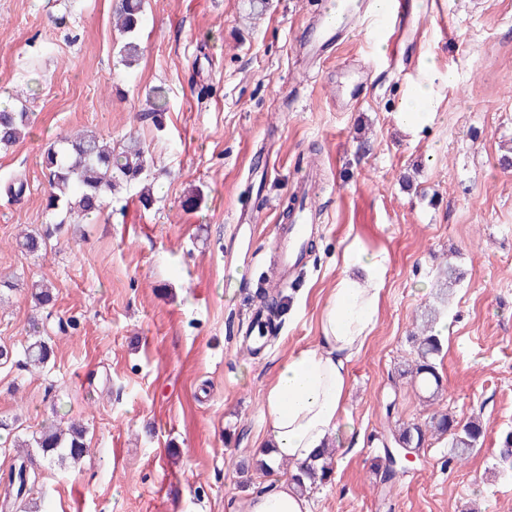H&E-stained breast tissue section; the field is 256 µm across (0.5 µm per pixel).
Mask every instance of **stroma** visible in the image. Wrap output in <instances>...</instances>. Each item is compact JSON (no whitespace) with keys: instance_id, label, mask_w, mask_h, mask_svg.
Returning <instances> with one entry per match:
<instances>
[{"instance_id":"1","label":"stroma","mask_w":512,"mask_h":512,"mask_svg":"<svg viewBox=\"0 0 512 512\" xmlns=\"http://www.w3.org/2000/svg\"><path fill=\"white\" fill-rule=\"evenodd\" d=\"M119 0H0V86L31 120L0 147V348L22 353L32 322L54 348L41 373L0 363V478L13 436L49 419L87 429L90 451L41 463L32 495L50 512H229L259 492L243 479L277 366L316 341L323 304L351 242L387 256L377 323L349 364L347 421L333 473L309 488L312 512H512V0H403L399 51L379 58L361 23L309 67L300 36L321 0H147L140 54L125 64ZM432 62L435 120L404 133L393 111ZM167 91L163 128L146 112ZM88 130L145 143L146 179L124 186L98 220L71 225L40 257L16 236L50 223L44 150ZM321 218L288 288L277 285L276 234L296 182ZM24 182L21 196L7 187ZM153 202L143 206V185ZM201 201L186 210L189 193ZM460 281L439 300L440 267ZM52 284L36 308L29 285ZM280 294L281 330L251 353L243 331L263 294ZM447 324L442 391L424 399L404 369L429 306ZM449 413L487 426L468 461L427 436L396 482L379 457L397 424ZM361 448L347 449L351 435Z\"/></svg>"}]
</instances>
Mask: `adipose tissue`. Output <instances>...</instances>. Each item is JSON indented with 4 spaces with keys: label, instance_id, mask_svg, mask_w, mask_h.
Listing matches in <instances>:
<instances>
[{
    "label": "adipose tissue",
    "instance_id": "adipose-tissue-1",
    "mask_svg": "<svg viewBox=\"0 0 512 512\" xmlns=\"http://www.w3.org/2000/svg\"><path fill=\"white\" fill-rule=\"evenodd\" d=\"M387 270L385 253L349 246L344 274L325 302L316 343L288 358L262 396L259 436L271 479L237 502L236 512H311L310 501L278 471L282 461L310 462L330 447L346 414L348 366L370 338Z\"/></svg>",
    "mask_w": 512,
    "mask_h": 512
}]
</instances>
